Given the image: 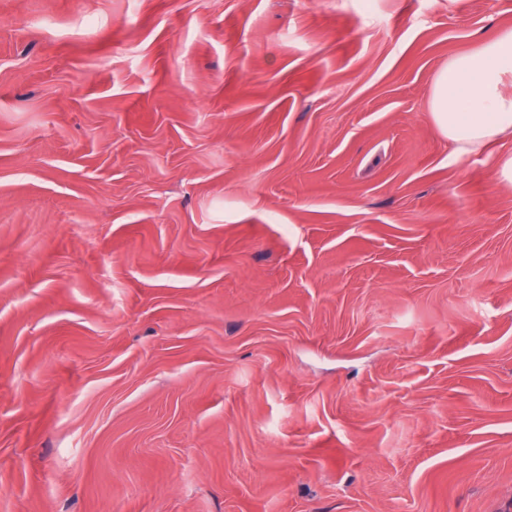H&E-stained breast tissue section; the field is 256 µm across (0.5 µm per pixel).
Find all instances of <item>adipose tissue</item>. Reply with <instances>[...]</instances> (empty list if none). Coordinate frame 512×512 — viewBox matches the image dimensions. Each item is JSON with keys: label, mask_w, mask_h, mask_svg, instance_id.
I'll return each mask as SVG.
<instances>
[{"label": "adipose tissue", "mask_w": 512, "mask_h": 512, "mask_svg": "<svg viewBox=\"0 0 512 512\" xmlns=\"http://www.w3.org/2000/svg\"><path fill=\"white\" fill-rule=\"evenodd\" d=\"M429 107L454 154L512 140V29L451 57L434 80Z\"/></svg>", "instance_id": "adipose-tissue-1"}]
</instances>
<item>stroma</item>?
I'll return each instance as SVG.
<instances>
[{"label": "stroma", "instance_id": "obj_1", "mask_svg": "<svg viewBox=\"0 0 512 512\" xmlns=\"http://www.w3.org/2000/svg\"><path fill=\"white\" fill-rule=\"evenodd\" d=\"M512 0H0V512H512V142L434 78Z\"/></svg>", "mask_w": 512, "mask_h": 512}]
</instances>
